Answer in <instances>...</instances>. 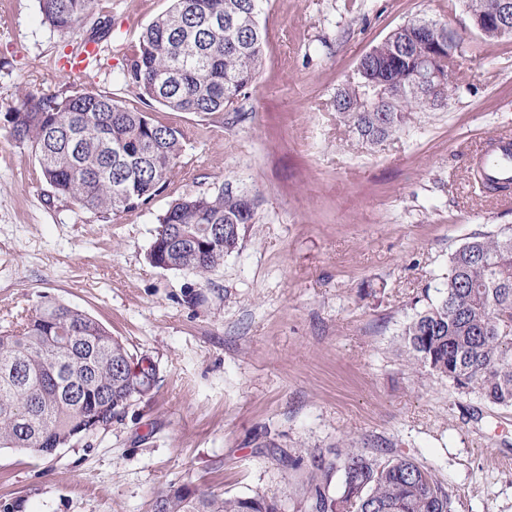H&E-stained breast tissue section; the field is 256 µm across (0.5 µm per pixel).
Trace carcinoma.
<instances>
[{"mask_svg": "<svg viewBox=\"0 0 512 512\" xmlns=\"http://www.w3.org/2000/svg\"><path fill=\"white\" fill-rule=\"evenodd\" d=\"M43 23L75 34L95 0H38ZM268 0H171L125 56L122 73L141 103L177 112H237L264 65L259 16ZM472 19L494 0H463ZM390 33L360 61L355 82L338 89V121L365 145L400 132L411 112L443 109L462 86L452 66L468 50L463 35L420 18ZM452 56L432 87L417 83L427 58ZM10 135L32 147L54 193L104 219L158 196L180 163L188 134L103 94L26 92L9 108ZM248 194L220 187L172 201L158 218L149 262L205 276L238 251L255 223ZM207 244L200 254L192 244ZM437 296L405 325L408 360L460 394L512 407V228L474 236L449 257ZM156 382L135 372L124 343L96 319L48 301L0 332V448L49 455L80 434L112 427ZM310 480L295 512H453L448 491L411 458L381 460L347 439L327 461L307 452ZM336 493H331L333 477ZM155 512H285L263 495L220 497L187 485L169 490Z\"/></svg>", "mask_w": 512, "mask_h": 512, "instance_id": "cac0c4a2", "label": "carcinoma"}]
</instances>
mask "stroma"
Returning <instances> with one entry per match:
<instances>
[{
  "mask_svg": "<svg viewBox=\"0 0 512 512\" xmlns=\"http://www.w3.org/2000/svg\"><path fill=\"white\" fill-rule=\"evenodd\" d=\"M448 0H268L265 63L240 111L149 107L188 130L164 192L110 219L57 197L4 114L27 90L140 102L121 75L129 45L170 0H96L77 34L38 0H0V331L56 300L104 324L157 382L111 428L49 457L0 449V512H154L189 484L299 500L305 469L346 436L427 467L454 512H512V408L415 373L402 333L448 256L512 226V200L469 178L489 136L512 135V35L484 39ZM416 18L469 42L465 90L369 147L330 103L360 59ZM111 21L96 65L67 63ZM249 191L256 220L206 277L152 266L157 217L222 184Z\"/></svg>",
  "mask_w": 512,
  "mask_h": 512,
  "instance_id": "35a3bbf8",
  "label": "stroma"
}]
</instances>
